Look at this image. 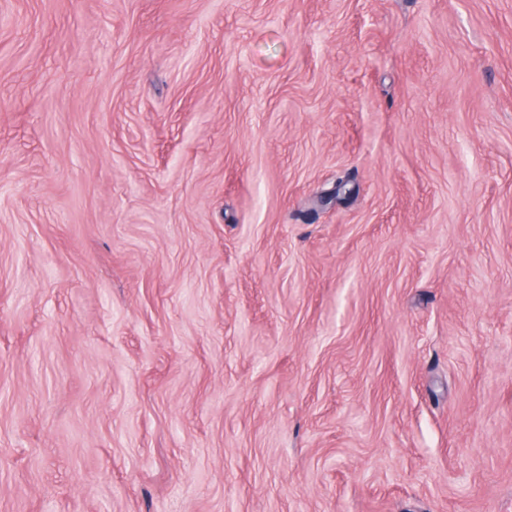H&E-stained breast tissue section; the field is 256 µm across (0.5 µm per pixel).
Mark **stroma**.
<instances>
[{
	"label": "stroma",
	"instance_id": "1",
	"mask_svg": "<svg viewBox=\"0 0 512 512\" xmlns=\"http://www.w3.org/2000/svg\"><path fill=\"white\" fill-rule=\"evenodd\" d=\"M0 512H512V0H0Z\"/></svg>",
	"mask_w": 512,
	"mask_h": 512
}]
</instances>
